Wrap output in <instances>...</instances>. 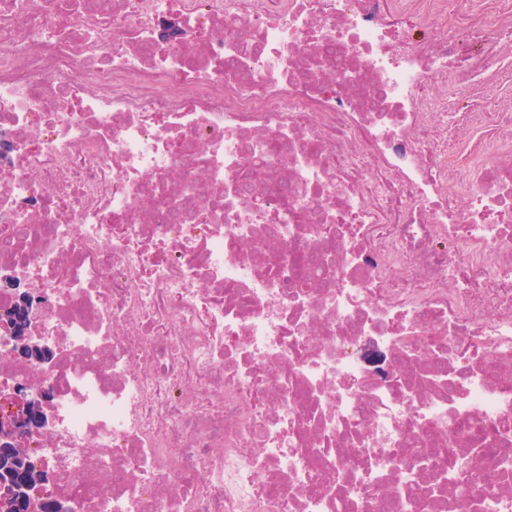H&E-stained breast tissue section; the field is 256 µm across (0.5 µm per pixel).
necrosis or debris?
<instances>
[{"label":"necrosis or debris","mask_w":512,"mask_h":512,"mask_svg":"<svg viewBox=\"0 0 512 512\" xmlns=\"http://www.w3.org/2000/svg\"><path fill=\"white\" fill-rule=\"evenodd\" d=\"M452 2L0 0V279L55 352L0 330V401L52 391L33 505L452 512L440 449L512 446V113L440 111ZM37 295L25 284V291L14 294L15 309L4 313L1 326L9 333L16 353L36 362H47L50 359L49 349L35 336H30L28 325L38 310ZM4 319H7L4 321Z\"/></svg>","instance_id":"1"}]
</instances>
